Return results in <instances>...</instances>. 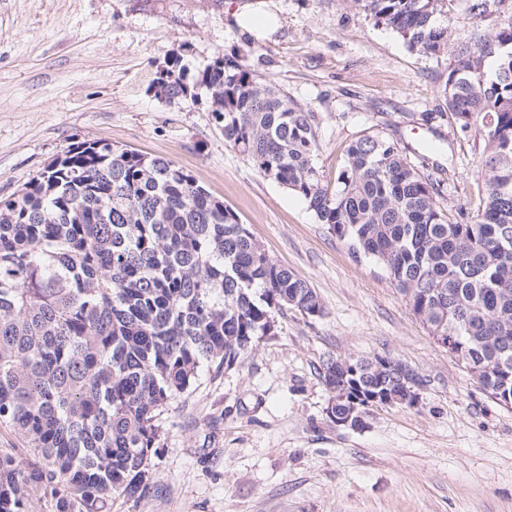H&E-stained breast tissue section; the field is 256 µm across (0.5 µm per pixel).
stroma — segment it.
<instances>
[{
  "mask_svg": "<svg viewBox=\"0 0 512 512\" xmlns=\"http://www.w3.org/2000/svg\"><path fill=\"white\" fill-rule=\"evenodd\" d=\"M273 15L263 29L238 15ZM191 70L231 53L317 116L316 163L335 184L349 143L397 141L439 185L449 220L476 215L480 143L457 138L443 95L452 55L426 58L342 0H0V201L76 142L163 157L317 292L235 366L202 368L160 417L154 493L112 512H512V404L438 344L385 271L320 224L224 139L206 104L148 85L165 57ZM390 357L424 380L416 406L332 422L329 359Z\"/></svg>",
  "mask_w": 512,
  "mask_h": 512,
  "instance_id": "obj_1",
  "label": "stroma"
}]
</instances>
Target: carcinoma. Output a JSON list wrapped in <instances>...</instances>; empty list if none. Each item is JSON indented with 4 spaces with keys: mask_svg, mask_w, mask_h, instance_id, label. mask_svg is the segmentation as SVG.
I'll return each instance as SVG.
<instances>
[{
    "mask_svg": "<svg viewBox=\"0 0 512 512\" xmlns=\"http://www.w3.org/2000/svg\"><path fill=\"white\" fill-rule=\"evenodd\" d=\"M427 58L454 55L444 95L457 134L482 143L481 211L455 222L438 187L393 140L347 148L329 190L314 112L239 55L191 71L167 64L172 100H206L224 139L319 223L370 256L430 330L491 391L512 401V21L505 0H469L470 41L451 43L447 0H344ZM321 315L309 284L276 263L235 213L173 161L76 142L0 202V512H111L151 482L159 417L205 364L228 369L275 334L274 313ZM360 357L322 364L326 388L398 389Z\"/></svg>",
    "mask_w": 512,
    "mask_h": 512,
    "instance_id": "carcinoma-1",
    "label": "carcinoma"
}]
</instances>
